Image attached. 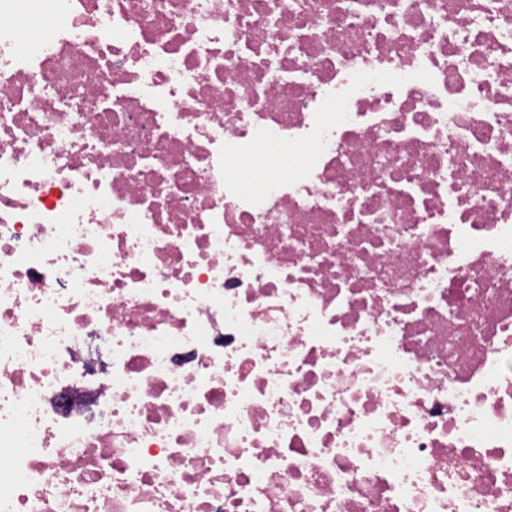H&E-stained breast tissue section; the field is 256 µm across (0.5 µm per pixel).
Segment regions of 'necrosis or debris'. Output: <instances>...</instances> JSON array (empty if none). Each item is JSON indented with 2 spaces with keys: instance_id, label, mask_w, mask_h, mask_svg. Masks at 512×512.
<instances>
[{
  "instance_id": "necrosis-or-debris-1",
  "label": "necrosis or debris",
  "mask_w": 512,
  "mask_h": 512,
  "mask_svg": "<svg viewBox=\"0 0 512 512\" xmlns=\"http://www.w3.org/2000/svg\"><path fill=\"white\" fill-rule=\"evenodd\" d=\"M50 8L0 0V512H512V0Z\"/></svg>"
}]
</instances>
